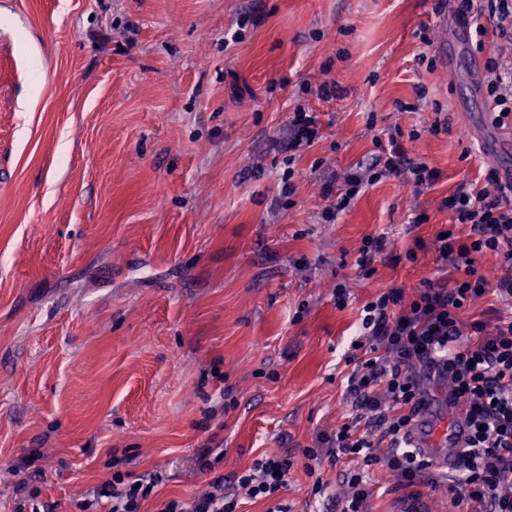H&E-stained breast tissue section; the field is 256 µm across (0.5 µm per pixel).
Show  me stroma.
Here are the masks:
<instances>
[{
  "label": "stroma",
  "instance_id": "35a3bbf8",
  "mask_svg": "<svg viewBox=\"0 0 512 512\" xmlns=\"http://www.w3.org/2000/svg\"><path fill=\"white\" fill-rule=\"evenodd\" d=\"M457 6L0 0V469L40 456L0 478V512L23 502V481L74 512L116 449L127 471L162 473L142 506L158 512L348 419L363 304L438 279L436 235L469 232L441 201L492 167L455 103L473 85L492 108L467 61L500 58L506 41L486 23L445 64ZM332 80L341 96L319 97ZM300 109L321 137L291 157ZM444 117L448 132L431 134ZM395 127L416 133L437 184L384 179L321 223L319 171L369 163ZM377 235L391 254L367 278L355 260ZM206 447L224 450L209 471ZM311 485L295 466L276 499L240 497L238 512H310Z\"/></svg>",
  "mask_w": 512,
  "mask_h": 512
}]
</instances>
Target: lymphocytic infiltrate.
Listing matches in <instances>:
<instances>
[{
	"instance_id": "lymphocytic-infiltrate-1",
	"label": "lymphocytic infiltrate",
	"mask_w": 512,
	"mask_h": 512,
	"mask_svg": "<svg viewBox=\"0 0 512 512\" xmlns=\"http://www.w3.org/2000/svg\"><path fill=\"white\" fill-rule=\"evenodd\" d=\"M402 136L397 128L375 138L370 163L325 180L324 223H334L382 178L404 179L419 191L435 185L437 171L412 156ZM487 180L488 187L481 189L462 183L441 202L455 223L470 227L465 242L449 229L435 237L444 280L425 281L409 302L403 287L392 286L363 305L362 330L351 341L348 357L352 370L345 391L351 419L302 451L314 499H323L327 488L315 469L323 461L350 464L344 473L350 492L341 512H369L374 492L366 470L375 465L386 467L395 489L409 490L411 498H419L420 487H437L432 462L412 448L409 436L420 413L433 403L431 387L440 386L448 406L470 429L446 480L450 501L470 502L472 512H512V318L496 315L468 323L458 318L468 302L490 291L512 302V183L500 184L494 172ZM476 253L494 257L495 282L479 275L471 262ZM295 463L287 453L262 456L234 475V492H225L219 478L211 491L168 500L159 512H237V490L252 498L275 496ZM162 480L156 471L138 476L113 471L80 501L79 512H141L142 502Z\"/></svg>"
}]
</instances>
